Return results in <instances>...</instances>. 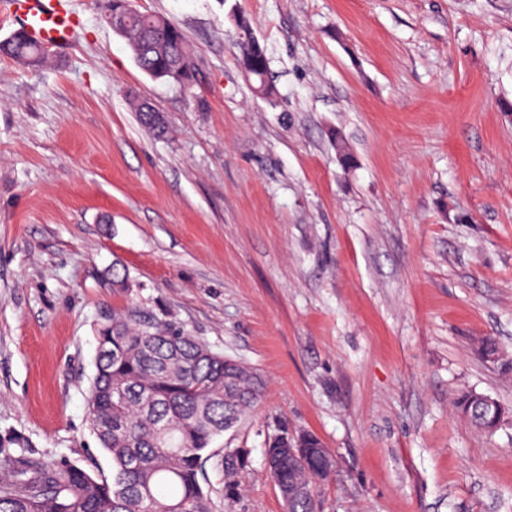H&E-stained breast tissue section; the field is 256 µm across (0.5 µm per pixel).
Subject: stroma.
<instances>
[{"mask_svg":"<svg viewBox=\"0 0 512 512\" xmlns=\"http://www.w3.org/2000/svg\"><path fill=\"white\" fill-rule=\"evenodd\" d=\"M59 2L67 50L0 57V446L111 474L86 396L100 321L134 303L265 380L210 448L212 512H284L283 429L331 453L318 512H512V0H131L182 29L186 89L137 66L108 0ZM467 390L495 431L455 412ZM237 45L239 50L238 58L241 54L254 52L251 57L252 77L250 76L249 79H252L255 83L253 85L255 92L267 98L274 97L276 94L274 90L275 87L272 84H268L266 81L268 78L267 75L269 68V57L265 45L262 44L258 39L256 42H254V44L251 45ZM245 463V452L241 449L229 451L224 455L221 467L224 477V494L232 496L236 492L235 475Z\"/></svg>","mask_w":512,"mask_h":512,"instance_id":"obj_1","label":"stroma"}]
</instances>
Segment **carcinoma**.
Segmentation results:
<instances>
[{
	"instance_id": "carcinoma-1",
	"label": "carcinoma",
	"mask_w": 512,
	"mask_h": 512,
	"mask_svg": "<svg viewBox=\"0 0 512 512\" xmlns=\"http://www.w3.org/2000/svg\"><path fill=\"white\" fill-rule=\"evenodd\" d=\"M240 36L239 53H252L253 88L275 96L267 83V48L253 38L249 19L232 17ZM154 39L148 54L135 49L138 38ZM146 74L170 80L173 55H188L185 36L171 20L135 10L122 35ZM0 54L36 69L45 59L41 45L20 29L0 44ZM95 372L88 397L90 426L112 459V474L91 475L76 465H48L27 450L4 451L8 470L0 473V512H212L210 497L199 475L213 439L232 428L258 403L264 388L253 367L214 351L203 339L187 333L175 321L139 306L112 311L97 329ZM461 393L455 410L478 430L491 424L475 417ZM303 465L288 468V451L278 438L268 441L265 459L278 488H288V512H316L321 474L319 445L312 434L301 436ZM245 452L224 455V494L236 492L235 475Z\"/></svg>"
}]
</instances>
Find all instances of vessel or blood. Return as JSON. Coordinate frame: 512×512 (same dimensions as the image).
Here are the masks:
<instances>
[{"label": "vessel or blood", "mask_w": 512, "mask_h": 512, "mask_svg": "<svg viewBox=\"0 0 512 512\" xmlns=\"http://www.w3.org/2000/svg\"><path fill=\"white\" fill-rule=\"evenodd\" d=\"M0 15L22 25L36 43L59 51L76 38L74 18L56 0H0Z\"/></svg>", "instance_id": "1"}]
</instances>
